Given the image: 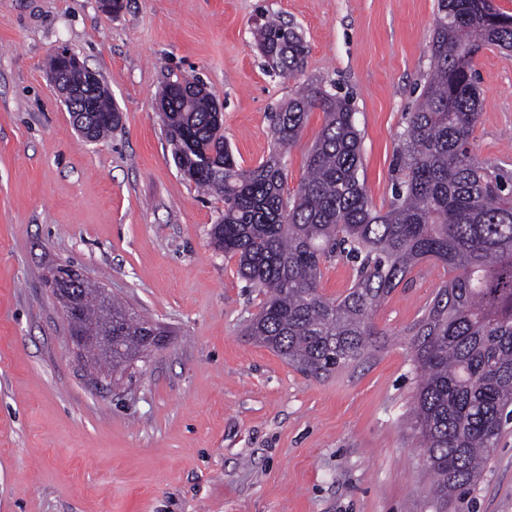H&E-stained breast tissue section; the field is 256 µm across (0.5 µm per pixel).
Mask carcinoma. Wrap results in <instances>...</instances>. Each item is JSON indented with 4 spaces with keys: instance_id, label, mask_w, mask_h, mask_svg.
Returning a JSON list of instances; mask_svg holds the SVG:
<instances>
[{
    "instance_id": "obj_1",
    "label": "carcinoma",
    "mask_w": 512,
    "mask_h": 512,
    "mask_svg": "<svg viewBox=\"0 0 512 512\" xmlns=\"http://www.w3.org/2000/svg\"><path fill=\"white\" fill-rule=\"evenodd\" d=\"M253 36L268 71L303 72L308 47L297 28L269 16ZM512 51V16L489 0H437L430 73L422 101L405 117L396 153L393 201L373 207L361 180V135L352 98L310 82L271 113L273 148L243 168L224 140L215 96L199 80L187 95L159 94V116L174 163L189 182L224 199L212 244L237 258L247 287L265 300L246 335L298 370L318 376L367 353L378 335L371 314L424 264L443 282L427 313L408 328L420 373L412 425L433 476V501L469 487L512 420V174L483 161L471 138L480 117L473 60L484 47ZM62 85L68 112L91 102L84 120L98 141L121 115L102 82L71 67ZM325 114L306 158L307 176L284 192L285 158L309 112ZM353 263L347 293L319 291L322 262ZM147 320L112 302V371L146 351Z\"/></svg>"
}]
</instances>
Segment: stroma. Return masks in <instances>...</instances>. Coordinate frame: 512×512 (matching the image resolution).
<instances>
[{"label": "stroma", "instance_id": "obj_1", "mask_svg": "<svg viewBox=\"0 0 512 512\" xmlns=\"http://www.w3.org/2000/svg\"><path fill=\"white\" fill-rule=\"evenodd\" d=\"M436 0H0V512H435L410 414L407 329L448 274L412 273L376 310L359 361L305 375L242 327L265 296L209 229L224 210L178 172L155 101L201 79L242 167L267 157L269 114L311 80L350 93L372 203L392 199L405 115L428 77ZM297 26L302 74L269 73L252 19ZM95 71L120 112L98 142L49 81L55 50ZM479 159L512 169V52L474 59ZM310 112L286 158L307 174ZM73 265L157 327L132 367L77 358L47 277ZM448 512H512V425Z\"/></svg>", "mask_w": 512, "mask_h": 512}]
</instances>
